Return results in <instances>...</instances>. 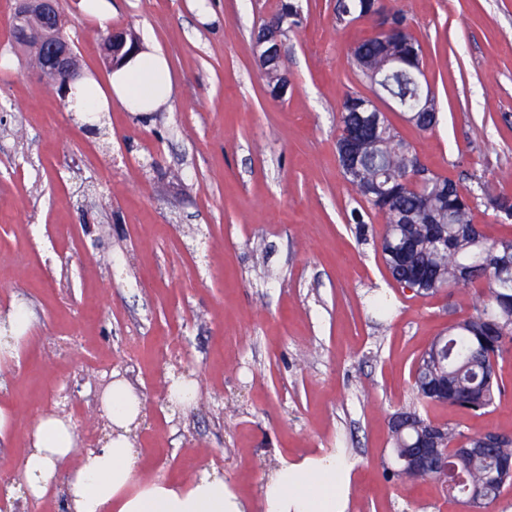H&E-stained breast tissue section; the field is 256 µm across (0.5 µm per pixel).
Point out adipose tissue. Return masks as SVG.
Masks as SVG:
<instances>
[{"label": "adipose tissue", "mask_w": 512, "mask_h": 512, "mask_svg": "<svg viewBox=\"0 0 512 512\" xmlns=\"http://www.w3.org/2000/svg\"><path fill=\"white\" fill-rule=\"evenodd\" d=\"M174 91L167 58L143 39L139 51L112 71L107 85L92 77L75 82L70 98L77 111L95 115L119 104L148 115L168 106ZM34 322L23 304L0 315V360L16 356ZM142 401L124 380H113L102 395V408L111 423L107 440L97 448L77 450L69 423L54 416L39 417L31 427L32 448L20 465L25 494L41 499L58 484L66 486L68 512H252L215 470L184 484L147 478L136 470V450L130 434L139 423ZM75 468L67 481L60 469ZM348 480L335 455L282 464L265 482L263 512H345L336 489Z\"/></svg>", "instance_id": "adipose-tissue-1"}]
</instances>
